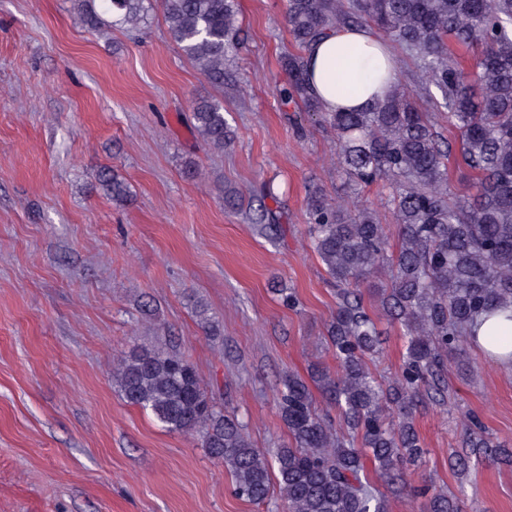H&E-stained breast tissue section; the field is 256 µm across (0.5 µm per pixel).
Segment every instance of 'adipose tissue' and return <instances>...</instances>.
<instances>
[{
    "label": "adipose tissue",
    "instance_id": "1",
    "mask_svg": "<svg viewBox=\"0 0 512 512\" xmlns=\"http://www.w3.org/2000/svg\"><path fill=\"white\" fill-rule=\"evenodd\" d=\"M306 56L311 92L328 111L367 110L396 84L390 49L366 27L331 31L310 45ZM474 344L498 364H508L512 361V321L484 322Z\"/></svg>",
    "mask_w": 512,
    "mask_h": 512
}]
</instances>
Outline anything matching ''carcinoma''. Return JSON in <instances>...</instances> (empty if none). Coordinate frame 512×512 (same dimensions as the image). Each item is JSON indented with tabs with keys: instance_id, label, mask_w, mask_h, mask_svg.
<instances>
[{
	"instance_id": "1",
	"label": "carcinoma",
	"mask_w": 512,
	"mask_h": 512,
	"mask_svg": "<svg viewBox=\"0 0 512 512\" xmlns=\"http://www.w3.org/2000/svg\"><path fill=\"white\" fill-rule=\"evenodd\" d=\"M81 22L101 31L109 24L93 0H72ZM117 21L135 27L144 0H107ZM170 39L211 83L224 84V63L240 53L237 0H157ZM294 51L280 57L288 76L282 104L304 111L336 132L339 169L351 190L389 181L383 206L399 224L401 244L388 254L378 212L355 196L330 202L308 192L305 231L336 284V309L325 327L332 372L310 365L309 379L290 374L278 391V415L289 444L270 453L251 444L245 426L218 409L194 364L162 346L122 357L115 376L125 401L148 410L171 432L197 434L210 455L231 472L235 495L262 502L278 485L283 512H388L366 462L392 492L424 499L422 512H466L463 500L406 476L423 467L426 448L414 424L417 403H445L448 362L464 361L474 328L503 314L512 321V0H286ZM344 24L370 26L410 58L427 96L437 91L448 125L461 142L459 165L470 194L451 190V142L417 102L394 91L363 112H327L307 90L305 54L320 35ZM478 51L475 71L448 41ZM193 128L209 150L224 152L234 131L216 99L193 102ZM96 189L112 201L130 198L110 168ZM385 275L375 290L382 314L403 330L406 351L399 374L377 377L368 360L382 353L381 332L364 306L361 288ZM209 336L221 335L207 305L196 304ZM339 412L340 428L319 416L310 386ZM512 462L481 422L466 427L464 451L450 465L464 473L471 458Z\"/></svg>"
}]
</instances>
